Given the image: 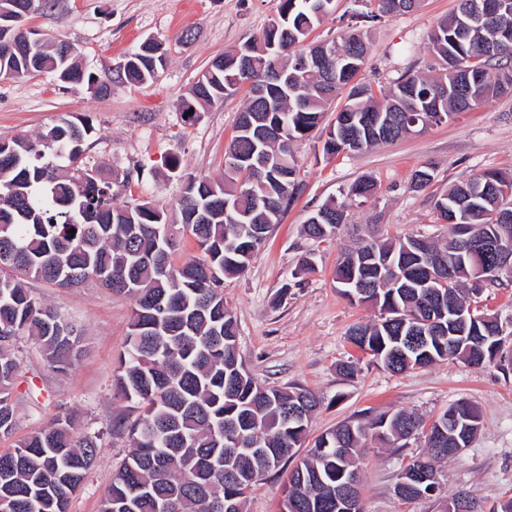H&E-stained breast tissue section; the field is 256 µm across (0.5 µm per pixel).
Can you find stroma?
I'll return each instance as SVG.
<instances>
[{
    "instance_id": "35a3bbf8",
    "label": "stroma",
    "mask_w": 512,
    "mask_h": 512,
    "mask_svg": "<svg viewBox=\"0 0 512 512\" xmlns=\"http://www.w3.org/2000/svg\"><path fill=\"white\" fill-rule=\"evenodd\" d=\"M274 6L275 0H55L25 24L76 47L83 68L116 73L149 38L162 43L166 66L151 84L116 83L105 95L60 82L50 72L0 78V139L34 137L63 119L85 125L90 132L80 157L83 168L110 175L119 200L154 201L177 215L183 176L223 175L224 151L245 97L228 98L192 119L184 118L181 102L216 56L261 36ZM456 6L457 0H422L414 11L370 21L363 0H335L308 40L362 30L369 49L358 78L385 88L402 75H422L435 66L428 35ZM185 31L194 35L191 44L180 41ZM323 142L315 131L293 143L298 190L246 271L224 282V296L237 318L242 361L264 385H300L320 397L308 425L313 437L348 418L388 410L403 409L428 423L451 404L470 402L481 427L459 456L439 463L433 496L404 501L394 493L404 464L424 454V436L404 448L368 443L361 458L363 510L448 512L449 497L468 491L479 512H496L512 498V365L474 368L448 359L425 369L389 371L348 341L353 324L375 320L379 311L341 296L334 269L341 248L357 233L444 239L448 227L436 223L434 203L450 185L489 169L512 174V92L364 151L330 157ZM424 167L431 168L433 179L426 188L413 189L412 175ZM363 178L375 181L376 194L363 201L346 197L347 188ZM332 199L346 207L341 233L325 241L304 236L309 214ZM305 256L312 270L294 277ZM27 287L82 335L65 374L48 366L35 340L19 341L21 368L11 389L16 425L11 435L0 436V453L57 415H71L77 432L98 434L102 451L69 512H100L112 475L129 451L124 427L136 417L115 389L134 301L92 285L61 292L31 279ZM343 360L357 362L356 376L338 374ZM287 481L284 468L262 477L244 512H280Z\"/></svg>"
}]
</instances>
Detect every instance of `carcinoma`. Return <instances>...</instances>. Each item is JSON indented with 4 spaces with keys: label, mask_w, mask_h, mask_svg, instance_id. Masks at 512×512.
I'll return each mask as SVG.
<instances>
[{
    "label": "carcinoma",
    "mask_w": 512,
    "mask_h": 512,
    "mask_svg": "<svg viewBox=\"0 0 512 512\" xmlns=\"http://www.w3.org/2000/svg\"><path fill=\"white\" fill-rule=\"evenodd\" d=\"M50 0H0V12L27 17ZM377 19L418 6L420 0H372ZM471 0H460L449 19L437 23L429 48L440 66L429 75H408L377 98L372 87L352 84L365 62L366 37L349 33L331 39L343 60L325 68L336 93L349 89L342 112L346 130L360 151L400 138L411 123L431 113L445 119L464 112L512 83V0H504L496 26L465 31ZM279 22L240 52L255 62L249 78L267 84V107L249 95L239 126L225 154L241 162L273 159L254 182L242 168L224 164L218 179L189 177L182 186L180 219L171 222L166 207L152 202L120 201L106 177L77 166L89 128L62 120L36 138L0 139V435L15 427L10 386L19 368L15 344L31 336L47 364L59 372L73 366L80 336L57 310L33 297L26 282L36 279L61 291L89 283L130 296L135 307L128 345L120 359L116 385L121 398L137 405L128 428L129 453L108 486L101 512H221L224 500L244 504L259 478L296 455L307 437L310 415L318 405L301 387L266 386L243 368L237 346L235 312L224 300V278L243 273L267 239L297 190L292 144L320 124L329 105L319 75L304 60L310 31L321 22L316 0H276ZM62 41L28 46L17 35L0 40V67L17 71L51 70L64 82L108 92L112 78L79 67L64 53ZM276 64L279 82L267 80ZM166 64L165 52H142L123 67L129 83L150 84ZM481 78L469 98L458 95L465 70ZM232 53L217 56L192 86L182 111L197 112L240 92L243 83ZM281 130L261 142L258 130ZM70 174L61 175L60 161ZM486 186L467 220L474 226L469 244L460 247L455 227L448 240L406 236L392 242L363 239L345 250L334 279L345 295L363 284L357 302L376 306L380 317L356 324L350 342L393 373L427 368L456 358L483 368L504 359L493 337L494 319L466 332L484 338L482 350L448 349L450 324L470 316L482 288L463 290L471 266L488 261L483 241L495 238L512 247V175L487 170L452 186L434 204L436 220H448V205L471 186ZM370 179L355 182L348 196L368 199ZM237 210L234 220L224 204ZM345 223L344 205L330 200L310 213L303 225L311 238L331 239ZM190 234L199 258L176 262L179 238ZM458 253L459 280L447 288H426L435 263ZM421 420L403 410L380 413L366 423L346 421L321 434L297 459L288 476L286 512H343L342 494L360 491L358 461L369 440L407 444ZM462 430L433 425L426 435L423 465L450 457ZM101 452L98 435L74 431L71 417L59 416L0 454V512H68V504Z\"/></svg>",
    "instance_id": "carcinoma-1"
}]
</instances>
